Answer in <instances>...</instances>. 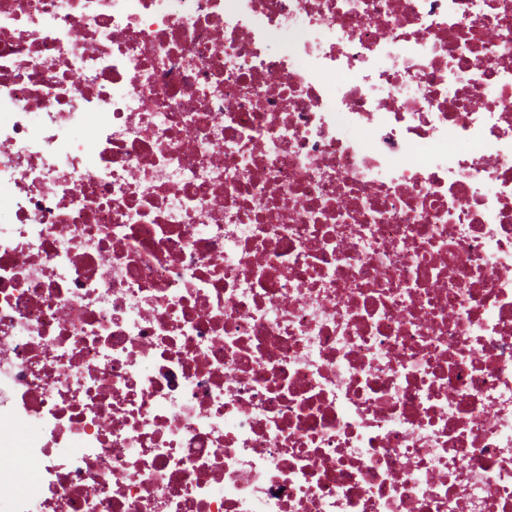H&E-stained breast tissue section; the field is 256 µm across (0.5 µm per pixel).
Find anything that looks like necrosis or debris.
I'll return each instance as SVG.
<instances>
[{
	"label": "necrosis or debris",
	"mask_w": 512,
	"mask_h": 512,
	"mask_svg": "<svg viewBox=\"0 0 512 512\" xmlns=\"http://www.w3.org/2000/svg\"><path fill=\"white\" fill-rule=\"evenodd\" d=\"M0 187L12 512H512V0H0Z\"/></svg>",
	"instance_id": "4bbe7bcc"
}]
</instances>
